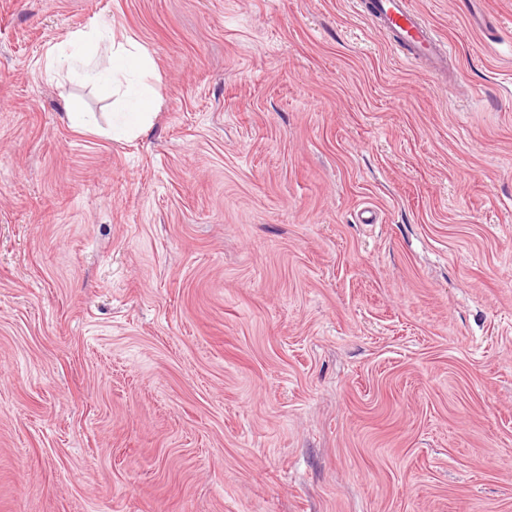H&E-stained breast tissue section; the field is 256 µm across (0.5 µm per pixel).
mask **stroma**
I'll list each match as a JSON object with an SVG mask.
<instances>
[{"mask_svg":"<svg viewBox=\"0 0 512 512\" xmlns=\"http://www.w3.org/2000/svg\"><path fill=\"white\" fill-rule=\"evenodd\" d=\"M411 5L446 77L352 0H0V512H512V0ZM102 25L130 140L45 68ZM76 42L83 46L88 60L94 56L101 43L111 44L110 66L84 68L86 76L98 82L103 91H109L113 87L117 73H127L136 77L132 86L136 107L131 112H123L124 119L119 125H112V137L130 139L147 130L152 124L155 114L152 111L157 97L155 87L148 81L152 66L151 58L135 41L117 43L113 32L105 28H98L87 36L78 37Z\"/></svg>","mask_w":512,"mask_h":512,"instance_id":"stroma-1","label":"stroma"}]
</instances>
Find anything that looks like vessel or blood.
<instances>
[{
	"label": "vessel or blood",
	"instance_id": "obj_1",
	"mask_svg": "<svg viewBox=\"0 0 512 512\" xmlns=\"http://www.w3.org/2000/svg\"><path fill=\"white\" fill-rule=\"evenodd\" d=\"M354 3L392 36L398 47L405 50L407 59L424 60L435 72L443 71L450 50L432 35L409 0H354Z\"/></svg>",
	"mask_w": 512,
	"mask_h": 512
}]
</instances>
